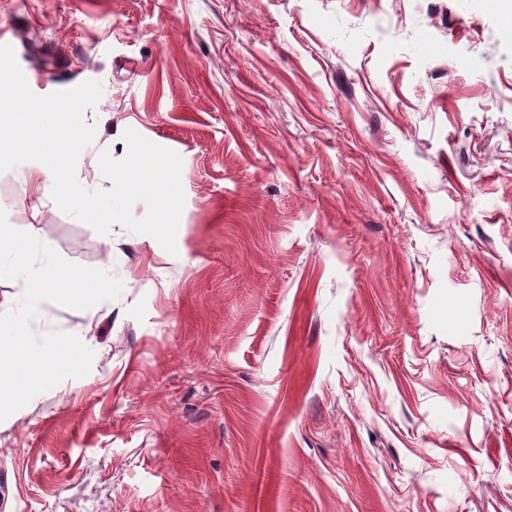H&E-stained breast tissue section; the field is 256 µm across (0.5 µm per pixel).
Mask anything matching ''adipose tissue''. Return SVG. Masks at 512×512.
<instances>
[{
    "label": "adipose tissue",
    "instance_id": "obj_1",
    "mask_svg": "<svg viewBox=\"0 0 512 512\" xmlns=\"http://www.w3.org/2000/svg\"><path fill=\"white\" fill-rule=\"evenodd\" d=\"M65 112L62 106L49 112L39 102H22L20 93L14 91L0 93V154L50 138L51 147L37 174L51 180L57 198L67 201L72 194L69 178L62 170V158L78 147L79 140L64 121Z\"/></svg>",
    "mask_w": 512,
    "mask_h": 512
}]
</instances>
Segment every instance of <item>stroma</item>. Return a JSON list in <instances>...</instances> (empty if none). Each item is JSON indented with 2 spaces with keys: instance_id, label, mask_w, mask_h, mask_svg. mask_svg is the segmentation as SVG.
Segmentation results:
<instances>
[{
  "instance_id": "obj_1",
  "label": "stroma",
  "mask_w": 512,
  "mask_h": 512,
  "mask_svg": "<svg viewBox=\"0 0 512 512\" xmlns=\"http://www.w3.org/2000/svg\"><path fill=\"white\" fill-rule=\"evenodd\" d=\"M44 96L182 159L175 252L0 158V210L120 295L0 422V512H512V0H0Z\"/></svg>"
}]
</instances>
